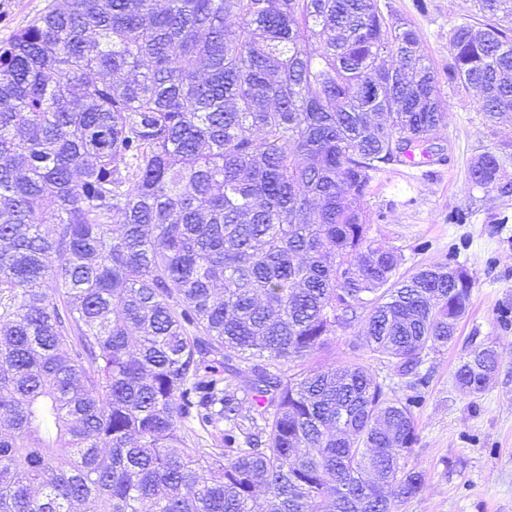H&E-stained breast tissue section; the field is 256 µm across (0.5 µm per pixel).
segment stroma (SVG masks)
<instances>
[{
	"label": "stroma",
	"instance_id": "1",
	"mask_svg": "<svg viewBox=\"0 0 512 512\" xmlns=\"http://www.w3.org/2000/svg\"><path fill=\"white\" fill-rule=\"evenodd\" d=\"M51 0H0V45L41 16ZM406 19L435 70L448 65L452 29L475 14L472 0H386ZM444 161L392 164L375 173L365 198L372 235L400 249V275L438 262L472 279L471 307L448 347L424 357L426 384L410 387L396 368L361 347L357 326L338 329L323 364L358 360L389 396H417L418 440L406 467L426 476L400 512H512V195L471 187L469 168L485 150L502 155L512 179V121L491 124L472 95L442 89ZM492 343L500 371L482 395L461 391L455 374L477 344Z\"/></svg>",
	"mask_w": 512,
	"mask_h": 512
}]
</instances>
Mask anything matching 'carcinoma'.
I'll return each mask as SVG.
<instances>
[{
	"label": "carcinoma",
	"instance_id": "cac0c4a2",
	"mask_svg": "<svg viewBox=\"0 0 512 512\" xmlns=\"http://www.w3.org/2000/svg\"><path fill=\"white\" fill-rule=\"evenodd\" d=\"M448 87L512 118V0H476ZM380 0H53L0 46V512H399L412 407L472 284L370 237L372 173L445 113ZM472 186L512 195L500 156ZM480 345L456 372L482 394ZM223 447L191 446L187 426Z\"/></svg>",
	"mask_w": 512,
	"mask_h": 512
}]
</instances>
